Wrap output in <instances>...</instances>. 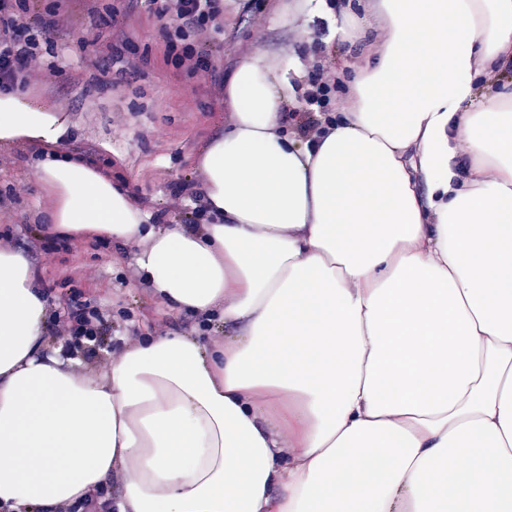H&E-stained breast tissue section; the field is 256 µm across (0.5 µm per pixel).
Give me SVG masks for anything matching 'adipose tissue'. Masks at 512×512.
<instances>
[{
  "label": "adipose tissue",
  "instance_id": "adipose-tissue-1",
  "mask_svg": "<svg viewBox=\"0 0 512 512\" xmlns=\"http://www.w3.org/2000/svg\"><path fill=\"white\" fill-rule=\"evenodd\" d=\"M317 15L376 33L338 59L328 132L282 122L295 51L242 56L199 158L210 224L147 223L59 153L64 112L0 93V142L45 151L51 231L138 243L160 300L229 330L80 369L0 247V505L56 512L116 478L115 512H512V0H288L280 24Z\"/></svg>",
  "mask_w": 512,
  "mask_h": 512
}]
</instances>
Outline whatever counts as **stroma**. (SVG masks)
Returning a JSON list of instances; mask_svg holds the SVG:
<instances>
[{
    "label": "stroma",
    "mask_w": 512,
    "mask_h": 512,
    "mask_svg": "<svg viewBox=\"0 0 512 512\" xmlns=\"http://www.w3.org/2000/svg\"><path fill=\"white\" fill-rule=\"evenodd\" d=\"M278 5L279 0H224V39L205 46L216 68L211 78L167 67L157 20L133 0H122L115 13H92L82 0H71L51 42L42 46L45 61L59 70L39 69L25 94L68 115L72 136L66 151L111 160L113 180L124 184L152 223H174L172 191L195 172L198 156L228 121L224 82L239 57L288 43L305 54L322 42L332 65L349 50L330 41L328 19H315L307 35L277 26ZM92 37L112 45V52H90L83 41ZM131 56L136 66L127 65ZM36 152L26 142H0V192L17 193L0 210V233L29 257L48 299L64 305L75 298L109 315L112 326L101 338L95 367L141 337L183 331L186 316L172 312L141 283L135 244L118 251L77 240L68 252L41 250L37 231L46 222L51 198L36 174Z\"/></svg>",
    "instance_id": "stroma-1"
}]
</instances>
